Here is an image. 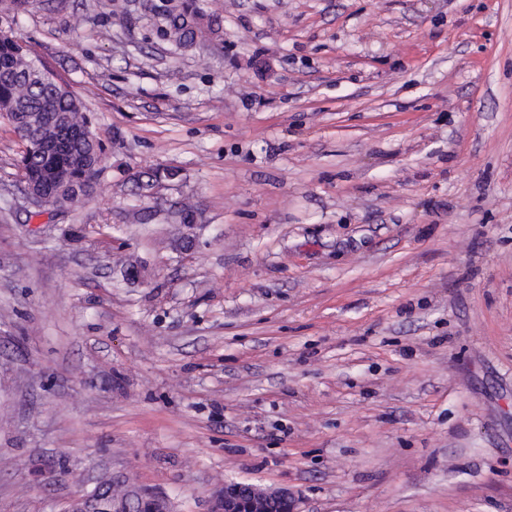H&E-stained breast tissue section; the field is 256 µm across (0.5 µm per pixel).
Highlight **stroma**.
<instances>
[{
	"instance_id": "obj_1",
	"label": "stroma",
	"mask_w": 512,
	"mask_h": 512,
	"mask_svg": "<svg viewBox=\"0 0 512 512\" xmlns=\"http://www.w3.org/2000/svg\"><path fill=\"white\" fill-rule=\"evenodd\" d=\"M163 1L202 8L191 46ZM11 29L104 154L37 208L0 120V512L106 473L172 512L242 479L512 512V0H33Z\"/></svg>"
}]
</instances>
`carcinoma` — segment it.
<instances>
[{
	"mask_svg": "<svg viewBox=\"0 0 512 512\" xmlns=\"http://www.w3.org/2000/svg\"><path fill=\"white\" fill-rule=\"evenodd\" d=\"M162 12L167 19V26L162 30L164 37L176 45H184L194 38L202 17L200 8L188 6L174 12L164 5ZM31 60L32 55L23 45L8 34H0V115L6 114L20 123L27 117L39 121L40 127L33 129L35 134L50 132L61 119H69L73 127L86 121L82 103L73 92L58 89L47 81H26ZM101 152V143L74 136L65 150L48 156L40 150L37 140L30 139L21 151L26 181L37 182L46 169L59 168L69 175L67 183L56 188L62 199L88 197L94 190Z\"/></svg>",
	"mask_w": 512,
	"mask_h": 512,
	"instance_id": "cac0c4a2",
	"label": "carcinoma"
}]
</instances>
